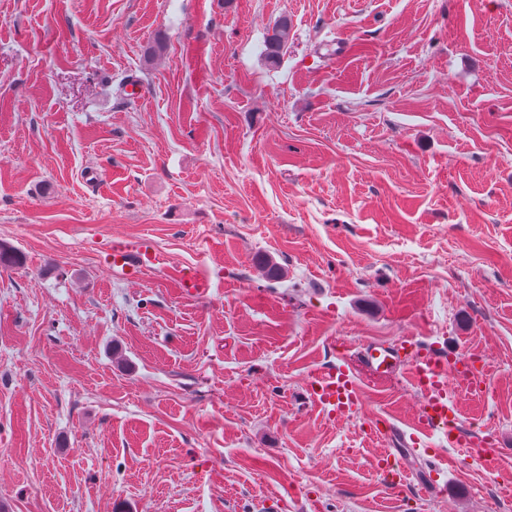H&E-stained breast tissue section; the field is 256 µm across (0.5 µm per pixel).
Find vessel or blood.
<instances>
[{
  "label": "vessel or blood",
  "instance_id": "b4317fda",
  "mask_svg": "<svg viewBox=\"0 0 512 512\" xmlns=\"http://www.w3.org/2000/svg\"><path fill=\"white\" fill-rule=\"evenodd\" d=\"M109 256L114 270L128 277L156 263L157 257L142 240L121 237L108 242ZM370 367L378 373L401 370L423 395L419 423L423 431H446L449 418L456 408L454 387L448 384V365L433 353L414 348L411 359H402L399 353L383 347L370 346L366 351ZM317 403L342 416L350 415L355 408V387L344 367H328L318 370L313 381Z\"/></svg>",
  "mask_w": 512,
  "mask_h": 512
}]
</instances>
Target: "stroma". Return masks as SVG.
Returning <instances> with one entry per match:
<instances>
[{
  "mask_svg": "<svg viewBox=\"0 0 512 512\" xmlns=\"http://www.w3.org/2000/svg\"><path fill=\"white\" fill-rule=\"evenodd\" d=\"M115 236L157 263L115 274ZM0 243L25 258L0 266V512H487L512 488V0H0ZM410 336L488 383L455 426L491 464L372 375L367 347ZM330 365L354 416L311 398ZM291 26V19L288 16H282L274 24L271 34L267 36L263 58L270 68L279 66L288 43ZM474 438L459 442L458 438H453L448 435V444L453 447H462L463 454L468 457L478 458L486 463H491L493 458L497 455V448H490L489 445H477L473 441Z\"/></svg>",
  "mask_w": 512,
  "mask_h": 512,
  "instance_id": "stroma-1",
  "label": "stroma"
}]
</instances>
